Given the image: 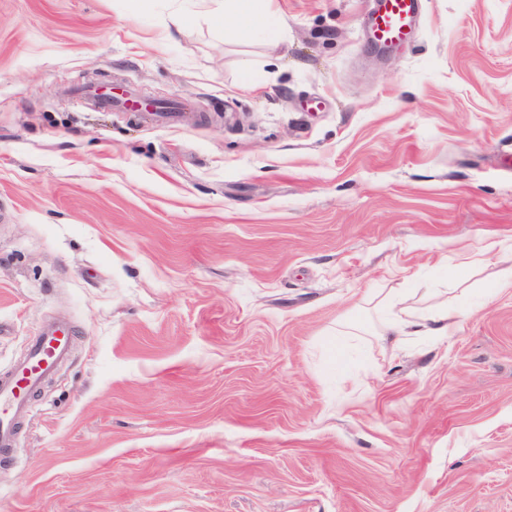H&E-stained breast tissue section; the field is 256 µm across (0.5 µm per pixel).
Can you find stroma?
<instances>
[{"instance_id": "stroma-1", "label": "stroma", "mask_w": 512, "mask_h": 512, "mask_svg": "<svg viewBox=\"0 0 512 512\" xmlns=\"http://www.w3.org/2000/svg\"><path fill=\"white\" fill-rule=\"evenodd\" d=\"M0 0V512H512V0ZM189 101L162 124L87 85ZM463 308L378 335L390 290ZM231 14L239 22L242 20L263 22L271 37L279 31V21L272 8V0H228ZM369 16L372 40L381 46H393L413 31L419 13L420 0H374ZM84 98H93L99 106L106 108H116L122 112H131L135 110L134 105L138 102V96L133 90H124L121 93L102 92L99 88H90ZM73 336L66 326H44L32 339L27 355L0 376V453L14 443L17 425L31 411V400L44 379L69 360Z\"/></svg>"}]
</instances>
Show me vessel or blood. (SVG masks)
Returning <instances> with one entry per match:
<instances>
[{"instance_id":"obj_1","label":"vessel or blood","mask_w":512,"mask_h":512,"mask_svg":"<svg viewBox=\"0 0 512 512\" xmlns=\"http://www.w3.org/2000/svg\"><path fill=\"white\" fill-rule=\"evenodd\" d=\"M419 9L420 0H375L369 16L372 40L386 47L405 40L413 31ZM86 95L99 106L123 112L133 111L138 101L131 90L109 93L93 87ZM72 341L71 332L65 326L42 327L33 338L25 359L0 376V452L12 447L17 425L29 414L31 400L44 379L68 361Z\"/></svg>"}]
</instances>
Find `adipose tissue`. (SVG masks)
<instances>
[{
    "label": "adipose tissue",
    "mask_w": 512,
    "mask_h": 512,
    "mask_svg": "<svg viewBox=\"0 0 512 512\" xmlns=\"http://www.w3.org/2000/svg\"><path fill=\"white\" fill-rule=\"evenodd\" d=\"M389 302L395 312L391 318L381 321L380 326L385 335L399 341L422 332L432 336L449 335L463 315L462 309L442 303L434 304L422 313L408 304L406 298L395 294L390 295Z\"/></svg>",
    "instance_id": "1"
}]
</instances>
